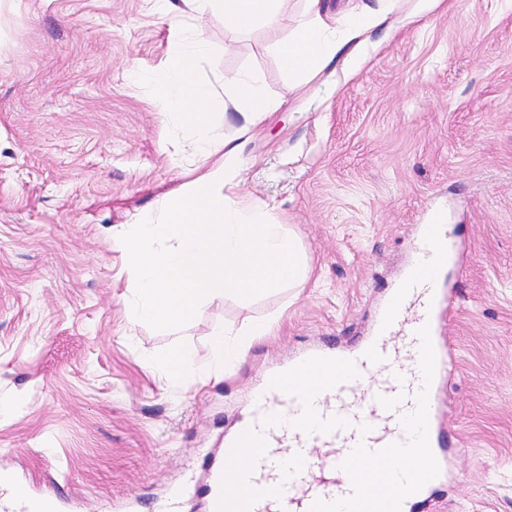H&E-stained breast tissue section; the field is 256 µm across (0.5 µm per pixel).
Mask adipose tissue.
I'll list each match as a JSON object with an SVG mask.
<instances>
[{
  "label": "adipose tissue",
  "instance_id": "adipose-tissue-1",
  "mask_svg": "<svg viewBox=\"0 0 512 512\" xmlns=\"http://www.w3.org/2000/svg\"><path fill=\"white\" fill-rule=\"evenodd\" d=\"M444 0H360L345 10L341 26L322 16L321 0H306V18L280 49L282 69L290 93L303 95L313 81L333 76L334 64L344 61L358 68L367 58L373 29L408 24L415 18L444 9ZM230 103L243 120L244 129L255 127L273 104L262 83L246 74L229 77ZM271 321H251L238 328H214L209 362L215 370L238 363L254 337L269 333Z\"/></svg>",
  "mask_w": 512,
  "mask_h": 512
}]
</instances>
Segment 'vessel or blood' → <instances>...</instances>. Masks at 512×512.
I'll return each instance as SVG.
<instances>
[{"label":"vessel or blood","mask_w":512,"mask_h":512,"mask_svg":"<svg viewBox=\"0 0 512 512\" xmlns=\"http://www.w3.org/2000/svg\"><path fill=\"white\" fill-rule=\"evenodd\" d=\"M464 255L447 225H426L364 343L318 347L267 373L249 420L207 454L203 485L170 487L168 512L193 496L206 512H406L437 488L448 469L440 391L450 373L440 328L456 309L440 277ZM304 369L318 383L298 386Z\"/></svg>","instance_id":"vessel-or-blood-1"}]
</instances>
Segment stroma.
<instances>
[{"label": "stroma", "mask_w": 512, "mask_h": 512, "mask_svg": "<svg viewBox=\"0 0 512 512\" xmlns=\"http://www.w3.org/2000/svg\"><path fill=\"white\" fill-rule=\"evenodd\" d=\"M446 2L373 30L358 74L305 102L279 60L305 0L241 32L201 20L213 133L239 144V191L300 232L313 271L249 301L214 294L185 327L156 331L129 312L113 239L194 177L185 136L129 77L163 69L174 34L146 0H0V468L62 512H113L133 491L137 512H158L268 370L362 342L418 250L410 226L440 214L476 254L444 273L457 301L448 481L413 512H512V9ZM240 72L276 105L245 133L224 108ZM255 319L275 326L240 362L167 382L166 353L206 357L214 327Z\"/></svg>", "instance_id": "stroma-1"}]
</instances>
